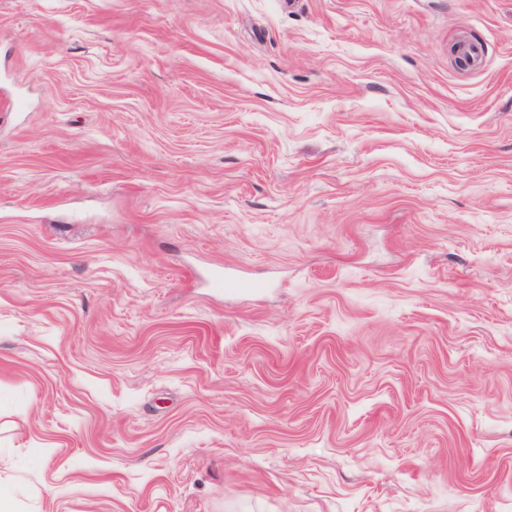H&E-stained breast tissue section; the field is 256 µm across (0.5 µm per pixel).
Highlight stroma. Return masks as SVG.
Returning a JSON list of instances; mask_svg holds the SVG:
<instances>
[{
    "label": "stroma",
    "mask_w": 512,
    "mask_h": 512,
    "mask_svg": "<svg viewBox=\"0 0 512 512\" xmlns=\"http://www.w3.org/2000/svg\"><path fill=\"white\" fill-rule=\"evenodd\" d=\"M0 101L17 512H512V0H0Z\"/></svg>",
    "instance_id": "stroma-1"
}]
</instances>
